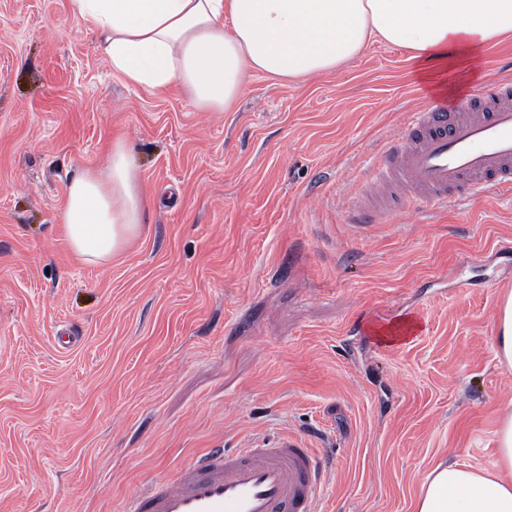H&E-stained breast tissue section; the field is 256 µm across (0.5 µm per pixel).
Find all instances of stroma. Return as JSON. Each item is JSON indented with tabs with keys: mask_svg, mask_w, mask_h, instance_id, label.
<instances>
[{
	"mask_svg": "<svg viewBox=\"0 0 512 512\" xmlns=\"http://www.w3.org/2000/svg\"><path fill=\"white\" fill-rule=\"evenodd\" d=\"M509 76L512 33L439 87L375 42L201 112L113 73L70 0H0V512H125L204 450L283 431L329 454L318 512H414L440 462L494 469L512 195L347 216L409 113ZM118 138L148 233L91 265L59 214Z\"/></svg>",
	"mask_w": 512,
	"mask_h": 512,
	"instance_id": "stroma-1",
	"label": "stroma"
}]
</instances>
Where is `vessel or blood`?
I'll list each match as a JSON object with an SVG mask.
<instances>
[{"label": "vessel or blood", "mask_w": 512, "mask_h": 512, "mask_svg": "<svg viewBox=\"0 0 512 512\" xmlns=\"http://www.w3.org/2000/svg\"><path fill=\"white\" fill-rule=\"evenodd\" d=\"M349 223L420 205L439 209L495 188L512 191V80L488 84L464 108L410 113L384 141ZM321 469L314 449L291 434L213 448L175 480L132 495L126 512H316Z\"/></svg>", "instance_id": "obj_1"}]
</instances>
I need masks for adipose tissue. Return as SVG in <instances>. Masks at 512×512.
<instances>
[{"mask_svg":"<svg viewBox=\"0 0 512 512\" xmlns=\"http://www.w3.org/2000/svg\"><path fill=\"white\" fill-rule=\"evenodd\" d=\"M113 72L163 92L178 84L197 109L228 111L247 77L306 80L335 71L377 40L413 59L474 52L512 32V0H70ZM60 222L71 251L101 264L145 232V200L127 142L104 167L67 184ZM495 471L438 464L414 512H512V411L495 431Z\"/></svg>","mask_w":512,"mask_h":512,"instance_id":"obj_1","label":"adipose tissue"}]
</instances>
